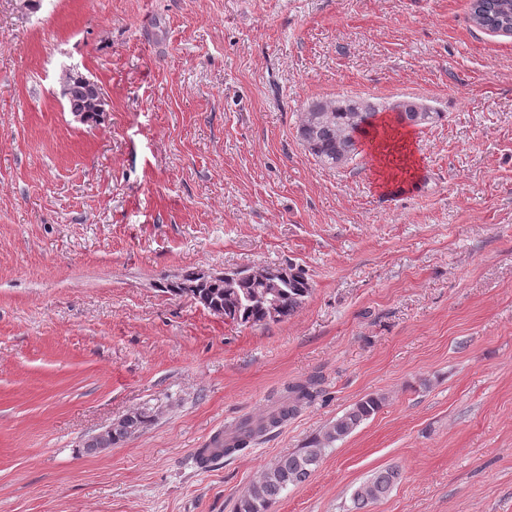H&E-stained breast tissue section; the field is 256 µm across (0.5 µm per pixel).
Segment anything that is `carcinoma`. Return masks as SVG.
Masks as SVG:
<instances>
[{
	"instance_id": "1",
	"label": "carcinoma",
	"mask_w": 512,
	"mask_h": 512,
	"mask_svg": "<svg viewBox=\"0 0 512 512\" xmlns=\"http://www.w3.org/2000/svg\"><path fill=\"white\" fill-rule=\"evenodd\" d=\"M471 20L479 28L501 32L512 29V0H475L471 5ZM69 88L67 106L72 111L91 110L87 88L74 80L70 74L63 75ZM397 123L401 126L420 127L438 122L443 113L426 105L403 100L397 104ZM386 106L357 96H343L333 100H316L308 105L297 129L300 140L318 161L337 168L359 154L355 141L375 138L379 134L378 119ZM272 279L263 273L248 270L235 274L233 283L223 281L200 282L197 273L188 271L166 285L172 295L189 294L204 308L243 324H268L280 322L293 316L312 292V285L301 268L288 265L275 266ZM273 289L278 295L277 317L271 316L266 291ZM313 398L311 387L290 386L264 417L248 421L235 431L231 443L224 445L219 454L230 455L249 447L261 433L275 428L293 414L297 405ZM380 396H366L350 410L326 427L323 433L308 440L297 451L285 455L267 468L258 483L241 494L236 503V512H270V507L291 486L306 481L317 468L328 448L356 430L371 418L382 406ZM150 422V416L137 412L123 416L112 423L104 437H92L85 442L88 453L99 448H110L141 431ZM395 469L376 473L354 492L353 501L357 509L383 498L398 479Z\"/></svg>"
}]
</instances>
